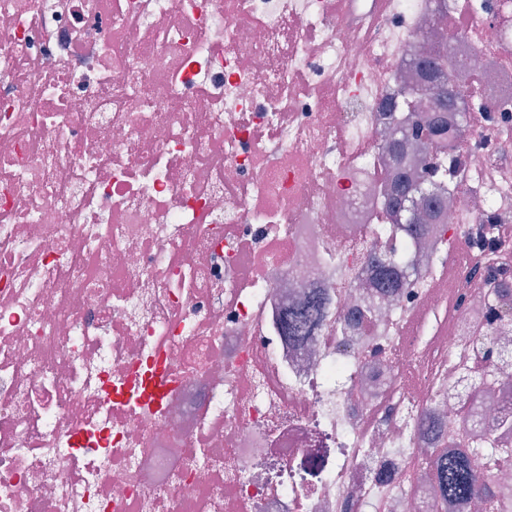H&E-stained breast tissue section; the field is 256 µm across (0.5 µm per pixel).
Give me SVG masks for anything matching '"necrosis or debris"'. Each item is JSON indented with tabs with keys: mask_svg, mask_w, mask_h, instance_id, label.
<instances>
[{
	"mask_svg": "<svg viewBox=\"0 0 512 512\" xmlns=\"http://www.w3.org/2000/svg\"><path fill=\"white\" fill-rule=\"evenodd\" d=\"M453 4L0 0V512H426L439 440L498 491L444 512H512V378L478 355L512 322L469 274L456 308L435 289L512 217V0ZM429 54L490 120L439 222L383 237L382 107ZM389 238L420 275L383 299ZM320 318V302L312 300L300 309L289 310L282 319L281 328L288 339H298L306 336L310 326L314 322H319Z\"/></svg>",
	"mask_w": 512,
	"mask_h": 512,
	"instance_id": "obj_1",
	"label": "necrosis or debris"
}]
</instances>
